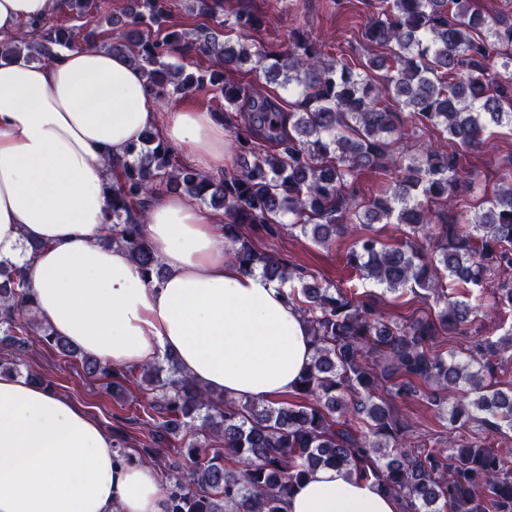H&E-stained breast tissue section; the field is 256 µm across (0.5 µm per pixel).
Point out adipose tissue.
Here are the masks:
<instances>
[{"label":"adipose tissue","mask_w":512,"mask_h":512,"mask_svg":"<svg viewBox=\"0 0 512 512\" xmlns=\"http://www.w3.org/2000/svg\"><path fill=\"white\" fill-rule=\"evenodd\" d=\"M54 9L55 0H0V41ZM150 128L196 168H223V122L161 111L123 56L79 47L43 63L0 58V265L21 271L45 326L104 363L171 352L214 395L288 394L313 354L309 325L287 287L225 255L222 216L186 195L150 202L143 233L164 265L158 282L124 247L103 243L113 165ZM286 508L399 512V503L326 466L295 485ZM0 512H166V499L154 467L118 457L84 408L0 375Z\"/></svg>","instance_id":"adipose-tissue-1"}]
</instances>
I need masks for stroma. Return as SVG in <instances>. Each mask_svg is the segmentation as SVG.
Returning <instances> with one entry per match:
<instances>
[{
    "label": "stroma",
    "instance_id": "35a3bbf8",
    "mask_svg": "<svg viewBox=\"0 0 512 512\" xmlns=\"http://www.w3.org/2000/svg\"><path fill=\"white\" fill-rule=\"evenodd\" d=\"M225 11L249 5L261 13L265 23L253 36L260 52H278L286 47L289 30L297 28L322 44L329 55L345 54L355 60H366L378 54V47L368 45L361 30L375 10L377 0H223ZM472 169L478 170L483 184L494 185L512 175V129L501 128L488 132L484 144L467 158ZM363 231L362 225H351L347 233L330 246L323 247L303 236L298 229L283 226L278 236L254 235L260 250L276 254L303 268L323 283L357 293L377 294L379 308L390 321H407L435 314L436 306L424 299L422 293L378 292L369 281L359 279L345 264V255ZM477 318L472 325V336H441L434 347L441 352L463 353L470 347L472 337L498 341L512 330V309L495 305L492 288H484L476 298ZM22 374L36 375L51 381L55 392L64 394L84 407L105 428H117L126 435L129 449L140 448L149 428L142 425L133 404L140 400L142 391L139 377H130L126 384V398L113 399L100 382L85 378L80 367L52 355L46 348L33 346L24 356ZM395 405L411 430L406 445L412 449H447L449 439L471 436L473 425H450L447 412L431 406L421 396L396 399Z\"/></svg>",
    "mask_w": 512,
    "mask_h": 512
}]
</instances>
